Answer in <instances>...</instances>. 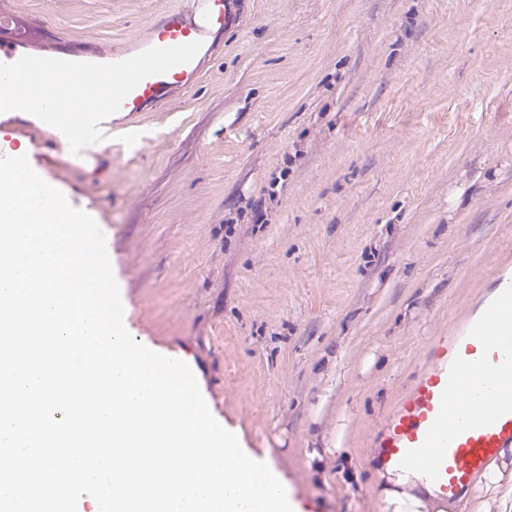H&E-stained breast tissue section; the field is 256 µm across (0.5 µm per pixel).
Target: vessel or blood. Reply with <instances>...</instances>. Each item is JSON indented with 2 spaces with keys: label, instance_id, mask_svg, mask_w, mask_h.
Here are the masks:
<instances>
[{
  "label": "vessel or blood",
  "instance_id": "obj_1",
  "mask_svg": "<svg viewBox=\"0 0 512 512\" xmlns=\"http://www.w3.org/2000/svg\"><path fill=\"white\" fill-rule=\"evenodd\" d=\"M232 7V0H193L191 10L162 11L105 55V62L114 63L151 47L202 43L191 62L144 78L120 109L101 122L103 135L117 130L133 134L141 113L190 88L215 52L212 36L227 25ZM18 16L17 7L0 8V63L37 53L18 34ZM0 125L37 148L34 172L45 182L56 181L69 146L65 136L22 111L0 113ZM505 275L498 270L465 320L432 340L425 366L375 437L381 466L418 471L450 500L465 494L512 447V284Z\"/></svg>",
  "mask_w": 512,
  "mask_h": 512
}]
</instances>
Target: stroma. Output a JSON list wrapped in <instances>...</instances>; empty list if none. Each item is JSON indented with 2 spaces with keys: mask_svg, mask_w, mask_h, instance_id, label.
Returning <instances> with one entry per match:
<instances>
[{
  "mask_svg": "<svg viewBox=\"0 0 512 512\" xmlns=\"http://www.w3.org/2000/svg\"><path fill=\"white\" fill-rule=\"evenodd\" d=\"M94 50L191 0H23ZM56 188L126 330L302 512H385L374 433L512 264V0H242L188 91Z\"/></svg>",
  "mask_w": 512,
  "mask_h": 512,
  "instance_id": "35a3bbf8",
  "label": "stroma"
}]
</instances>
